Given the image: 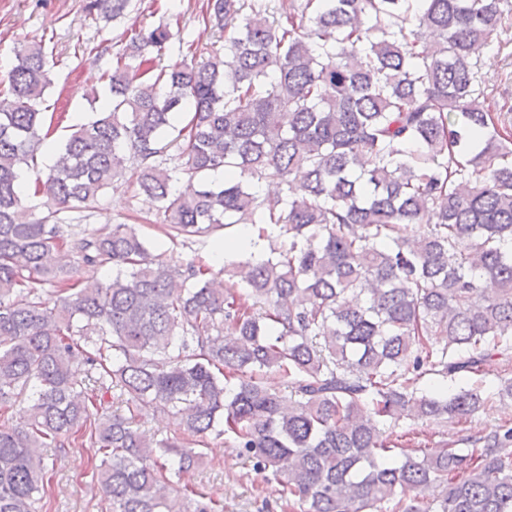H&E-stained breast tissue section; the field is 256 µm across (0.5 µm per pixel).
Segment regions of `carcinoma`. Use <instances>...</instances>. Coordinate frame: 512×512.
Listing matches in <instances>:
<instances>
[{
    "label": "carcinoma",
    "mask_w": 512,
    "mask_h": 512,
    "mask_svg": "<svg viewBox=\"0 0 512 512\" xmlns=\"http://www.w3.org/2000/svg\"><path fill=\"white\" fill-rule=\"evenodd\" d=\"M502 2L206 0L224 55L190 44L158 70L145 49L170 34L132 29L107 102L42 171L51 69L42 41L15 50L0 88V512H43V450L85 436L108 512H221L182 483L202 453L140 431L158 413L186 437L229 436L287 512H512L511 421L430 456L389 439L403 418L475 415L483 385L444 382L512 353V125L472 64ZM177 123L170 169L157 157ZM26 170L36 222L21 219ZM124 178L173 242L257 224L288 247L224 263L221 281L151 255L133 225L63 235L61 213ZM108 264L107 283L78 287L76 267ZM271 370L295 399L262 384ZM426 375L440 383L422 391Z\"/></svg>",
    "instance_id": "cac0c4a2"
}]
</instances>
